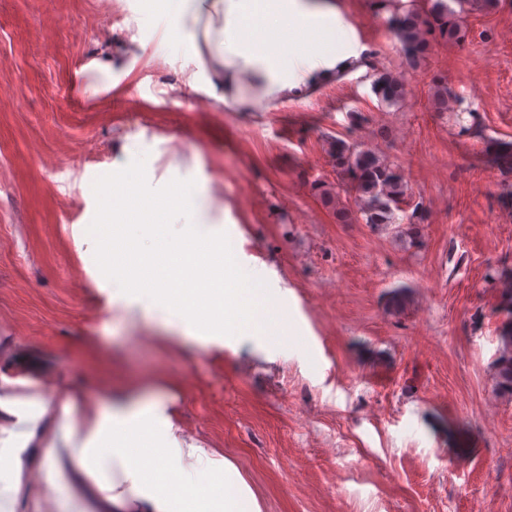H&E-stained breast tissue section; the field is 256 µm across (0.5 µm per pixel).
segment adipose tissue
Returning a JSON list of instances; mask_svg holds the SVG:
<instances>
[{
	"label": "adipose tissue",
	"instance_id": "ef3b65f1",
	"mask_svg": "<svg viewBox=\"0 0 512 512\" xmlns=\"http://www.w3.org/2000/svg\"><path fill=\"white\" fill-rule=\"evenodd\" d=\"M170 91L267 112L366 63L337 49L334 0H164ZM11 512H259L232 463L181 439L165 396L89 406L77 386L0 373V473Z\"/></svg>",
	"mask_w": 512,
	"mask_h": 512
}]
</instances>
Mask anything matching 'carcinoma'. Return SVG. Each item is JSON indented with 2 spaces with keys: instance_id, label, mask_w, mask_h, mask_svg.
Returning <instances> with one entry per match:
<instances>
[{
  "instance_id": "cac0c4a2",
  "label": "carcinoma",
  "mask_w": 512,
  "mask_h": 512,
  "mask_svg": "<svg viewBox=\"0 0 512 512\" xmlns=\"http://www.w3.org/2000/svg\"><path fill=\"white\" fill-rule=\"evenodd\" d=\"M427 4L429 7L423 11L412 9L390 19L402 51L410 60L423 57L432 38L458 41L465 36L447 0H427ZM372 91L380 102L391 105L403 99L405 85L397 77L381 74L373 81ZM451 98L462 104V99L452 97L446 85H437L434 104L439 111H448ZM330 155L336 168L340 169L343 182L356 192L359 212L365 223H395V212L407 201V184L402 175L360 143L336 139L330 144ZM499 340L498 385L512 393V321L502 327Z\"/></svg>"
}]
</instances>
